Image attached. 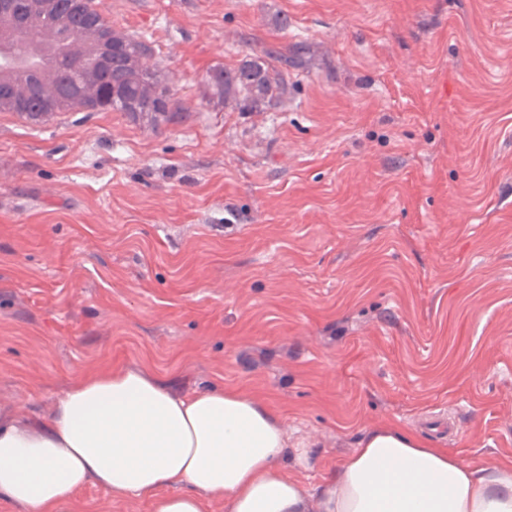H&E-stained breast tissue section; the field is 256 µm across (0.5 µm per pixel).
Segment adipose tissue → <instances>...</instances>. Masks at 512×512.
Instances as JSON below:
<instances>
[{
    "instance_id": "obj_1",
    "label": "adipose tissue",
    "mask_w": 512,
    "mask_h": 512,
    "mask_svg": "<svg viewBox=\"0 0 512 512\" xmlns=\"http://www.w3.org/2000/svg\"><path fill=\"white\" fill-rule=\"evenodd\" d=\"M279 417L232 389L174 394L115 368L74 383L42 429L0 422V500L58 512L89 482L150 512H308ZM319 512H512V465L464 463L407 432L368 434L318 488Z\"/></svg>"
}]
</instances>
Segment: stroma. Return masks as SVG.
Wrapping results in <instances>:
<instances>
[{"label": "stroma", "instance_id": "stroma-1", "mask_svg": "<svg viewBox=\"0 0 512 512\" xmlns=\"http://www.w3.org/2000/svg\"><path fill=\"white\" fill-rule=\"evenodd\" d=\"M95 2L178 114L0 112V420L125 367L266 401L310 488L384 426L511 464L512 0ZM265 48L286 94L213 97Z\"/></svg>", "mask_w": 512, "mask_h": 512}]
</instances>
